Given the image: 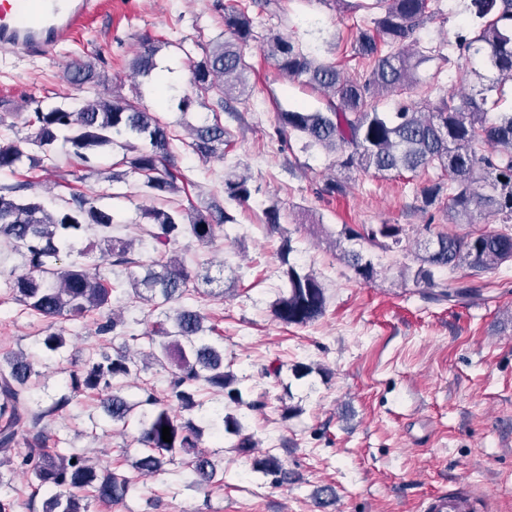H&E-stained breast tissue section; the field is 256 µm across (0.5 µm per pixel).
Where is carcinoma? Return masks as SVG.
<instances>
[{
	"label": "carcinoma",
	"instance_id": "obj_1",
	"mask_svg": "<svg viewBox=\"0 0 512 512\" xmlns=\"http://www.w3.org/2000/svg\"><path fill=\"white\" fill-rule=\"evenodd\" d=\"M352 19L355 36L351 57L363 70L348 74L332 63L317 60L304 52L291 36L280 32L267 36L260 51L284 77L318 91L323 108L310 112L303 108L277 113V132L287 139L304 140L303 148L320 150L336 157V167L345 172H373L382 176L415 175L429 168L440 171L438 180L423 187L419 196L425 207L440 204L453 224H473L475 215L498 218L512 224V111L489 116L488 97L463 90L432 101L427 97L403 101L392 112L380 110L388 95L412 94L420 87L418 70L436 58L435 50L420 45L417 32L433 21L435 0H334ZM473 35L457 43L458 56L442 57L450 67L466 65L465 76L478 81L493 75L484 92H504L512 86V0H470ZM283 14L281 0H250V5L224 6V40L203 49V57L189 64L193 93L179 98L177 107L188 112L194 97L211 99L214 113L233 111L232 102L245 90L251 65L247 50L254 38L255 16ZM155 46L143 45L132 61L135 73L150 77L156 69ZM67 80L83 85L95 81L90 67L72 64ZM33 130L32 152L20 142L0 135V172H16L28 162L32 168H57L56 145L63 143L84 168L97 170L96 157L105 148L123 151L122 163L129 173L143 179V186L158 204L143 210L147 222L139 225L141 237L148 238L156 254L142 275L131 274L126 283L112 280L99 269H90L73 259L66 263L64 250L80 231L92 229L98 244L106 247L113 267L140 266L133 257V243L112 236V210L97 205V199L73 192L57 207L46 206L38 197L23 191L30 185L0 187V240L20 254L23 273L9 272L4 284L15 301L49 323L68 321L77 325L94 310L108 307L122 296L141 299L158 312L151 329L139 336L131 331L116 333L123 321L108 318L98 332L133 341L148 339L146 358L168 371L165 394L144 389L137 401L123 394L125 380L138 374L139 364L118 348L115 354L95 353L84 365L69 373L73 394L87 391L100 396L101 407L114 422L134 423L135 442L141 454L133 463L139 473L154 474L178 456L188 470V486L207 489L223 484L224 470L209 455L197 451L203 426L185 419L173 409L185 411L200 406L203 390L224 396L221 407L199 417L216 437L230 435V445L240 458L251 460V469L272 477L278 484L288 479L274 454L253 456L257 442L246 432L250 413L264 408V397L246 401L238 388L239 377L224 365V336L214 326L205 325L200 309L188 303L198 292L197 275L181 259L169 256L170 246L188 234L196 241L210 243L216 229L233 222L217 202L186 213L175 206L184 189L185 175L178 167L177 136L154 113L133 100H115L100 92L76 108L36 105L20 113ZM229 132L220 118L190 127V140L183 142L202 159L224 158ZM224 196L239 205L251 197L246 173L230 167L224 177ZM270 233H282L283 214L273 204L264 211ZM405 229L397 224L364 225L357 230L343 225L341 236L360 241L383 252L402 241ZM289 240H283L280 259L286 292L273 306L276 319L287 325H307L325 312V288L316 276L291 264ZM342 254L355 277L369 282L377 275L372 260L363 249H344ZM414 279L438 292L431 298L443 301L468 296L478 289L461 283L453 291L435 281V272L466 267L474 272L494 270L512 261V232H439L424 247ZM177 307L171 308L169 304ZM40 344L52 355L66 349L62 333L45 336ZM41 372L26 354L0 361V451L14 447L23 438L27 452L20 468L28 471L45 492L42 512H89L77 492L88 489L103 504H119L131 490V481L115 469H98L76 451L46 448L43 420L70 404L64 396L47 407L36 395ZM170 428L171 442L162 439V428Z\"/></svg>",
	"mask_w": 512,
	"mask_h": 512
}]
</instances>
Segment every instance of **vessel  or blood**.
<instances>
[{"label": "vessel or blood", "instance_id": "1", "mask_svg": "<svg viewBox=\"0 0 512 512\" xmlns=\"http://www.w3.org/2000/svg\"><path fill=\"white\" fill-rule=\"evenodd\" d=\"M97 0H0V54L43 56L74 38L98 9ZM424 512H476L467 494H434Z\"/></svg>", "mask_w": 512, "mask_h": 512}]
</instances>
